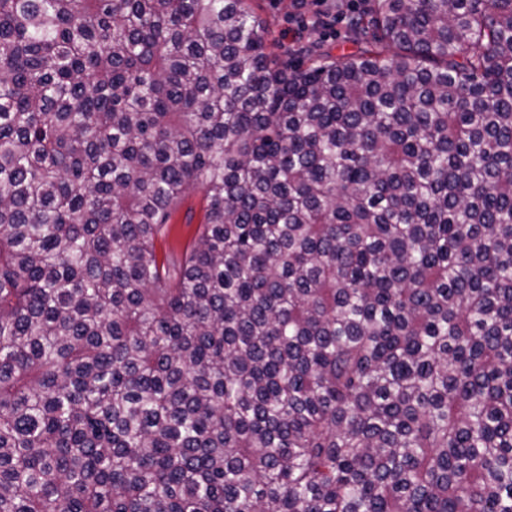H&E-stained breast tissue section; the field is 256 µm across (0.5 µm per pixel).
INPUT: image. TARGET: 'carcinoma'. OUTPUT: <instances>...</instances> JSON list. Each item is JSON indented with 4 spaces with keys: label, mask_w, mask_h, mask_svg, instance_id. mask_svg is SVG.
<instances>
[{
    "label": "carcinoma",
    "mask_w": 512,
    "mask_h": 512,
    "mask_svg": "<svg viewBox=\"0 0 512 512\" xmlns=\"http://www.w3.org/2000/svg\"><path fill=\"white\" fill-rule=\"evenodd\" d=\"M267 36L0 0V512H512V0ZM205 202L199 192L189 191L173 213L169 233L158 238L156 251L159 257L181 253L196 235L198 224L203 217Z\"/></svg>",
    "instance_id": "carcinoma-1"
}]
</instances>
